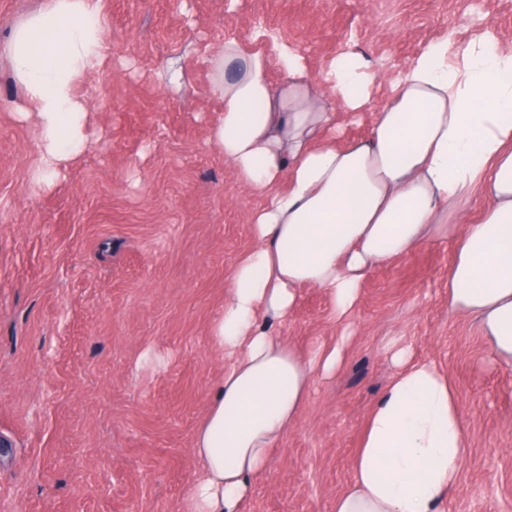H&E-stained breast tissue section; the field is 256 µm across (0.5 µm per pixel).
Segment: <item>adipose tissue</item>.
<instances>
[{"label": "adipose tissue", "mask_w": 512, "mask_h": 512, "mask_svg": "<svg viewBox=\"0 0 512 512\" xmlns=\"http://www.w3.org/2000/svg\"><path fill=\"white\" fill-rule=\"evenodd\" d=\"M105 33L102 0H42L14 28L7 53L38 132L37 180L86 142L76 88L102 67ZM211 63L223 104L211 139L239 184L265 202L249 217L255 246L236 263L211 327L226 367L195 433L201 475L184 512H240L316 373L341 359L340 345L306 357L272 332L301 288L324 290L341 321L370 271L452 242L448 305L476 317L512 365V46L483 38L456 56L447 43L430 45L374 112L368 138L342 146L326 101L367 109L371 78L360 66L332 62L314 79L289 50L272 56L233 39ZM275 66L284 75L277 85ZM477 187L481 216L456 229L455 209ZM396 360L334 512H444L458 483L469 442L454 388L431 362Z\"/></svg>", "instance_id": "ef3b65f1"}]
</instances>
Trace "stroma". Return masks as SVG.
I'll use <instances>...</instances> for the list:
<instances>
[{
	"label": "stroma",
	"instance_id": "stroma-1",
	"mask_svg": "<svg viewBox=\"0 0 512 512\" xmlns=\"http://www.w3.org/2000/svg\"><path fill=\"white\" fill-rule=\"evenodd\" d=\"M42 0H0V512H181L196 428L224 360L210 339L238 259L255 245L243 188L211 142L223 105L211 49L286 46L317 76L359 57L370 109L335 107L339 143L431 43L512 45V0H103L105 60L77 88L85 147L35 183L33 120L6 54ZM452 248L373 270L352 319L304 288L276 335L342 346L242 512H334L370 410L403 349L445 373L470 440L447 512H512V369L476 318L448 308Z\"/></svg>",
	"mask_w": 512,
	"mask_h": 512
}]
</instances>
